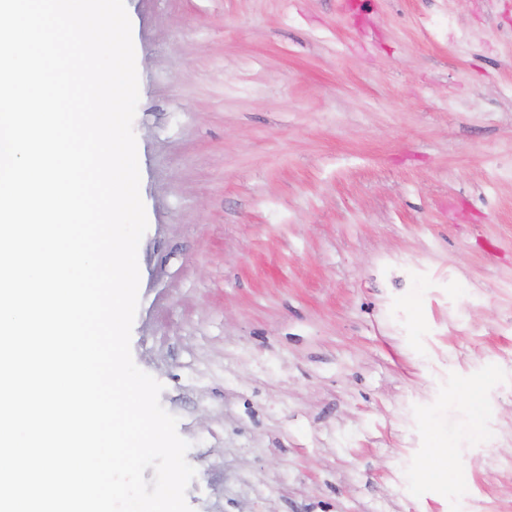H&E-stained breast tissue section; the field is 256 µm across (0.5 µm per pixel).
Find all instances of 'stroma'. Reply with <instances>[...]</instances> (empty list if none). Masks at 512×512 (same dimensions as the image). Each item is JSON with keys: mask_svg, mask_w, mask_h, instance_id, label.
<instances>
[{"mask_svg": "<svg viewBox=\"0 0 512 512\" xmlns=\"http://www.w3.org/2000/svg\"><path fill=\"white\" fill-rule=\"evenodd\" d=\"M125 5L193 512H512V0Z\"/></svg>", "mask_w": 512, "mask_h": 512, "instance_id": "1", "label": "stroma"}]
</instances>
